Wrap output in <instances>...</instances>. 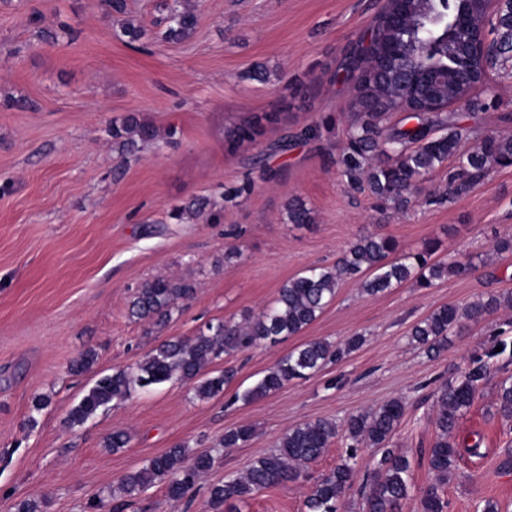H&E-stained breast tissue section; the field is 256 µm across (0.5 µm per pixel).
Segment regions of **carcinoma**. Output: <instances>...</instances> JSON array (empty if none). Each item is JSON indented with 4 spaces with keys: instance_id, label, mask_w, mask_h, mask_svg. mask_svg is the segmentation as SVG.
<instances>
[{
    "instance_id": "cac0c4a2",
    "label": "carcinoma",
    "mask_w": 512,
    "mask_h": 512,
    "mask_svg": "<svg viewBox=\"0 0 512 512\" xmlns=\"http://www.w3.org/2000/svg\"><path fill=\"white\" fill-rule=\"evenodd\" d=\"M106 13L121 21V33L131 44L146 35L145 27L129 16L126 0H102ZM477 0H412L408 19L397 29L386 23L387 13L379 15L374 24V48L381 54L393 52V45L403 47L407 54L419 51L417 59H408L420 71L445 69L450 58L462 56L463 40L452 21L460 13L475 10ZM168 10L167 26L160 33L167 43L191 39L196 31L195 7L184 0H170L158 5ZM498 39L490 42L473 64V73L481 76L488 64L512 52V0H501L497 8ZM409 91L392 77L361 82L354 86L352 106L356 120L341 146L338 164L350 184L368 190L376 198L391 204L394 212L404 211L412 195L419 191L425 178L454 157L458 165L448 172V185L438 194L441 201L454 202L481 182L494 166L512 167V137L489 134L471 151H460L469 131L442 111L426 108L411 116L415 125L395 127L385 124L388 113L408 101ZM277 120L274 112L246 115L227 130L231 147L252 143L265 125ZM439 127L448 129L444 136L435 135ZM112 141L122 153L136 155L144 146L154 145L172 137L173 130L161 132L154 124L130 113L109 127ZM291 224L313 223L312 210L294 198L288 202ZM435 247L427 245L416 253L402 254L398 242L388 236H364L353 242L340 262L332 267L315 266L285 282L273 303L242 323L219 321L208 324L194 336L166 341L130 368H118L98 377L82 398L68 412L70 426L84 425L99 411L131 396L138 388H146L172 380L192 384L195 396L201 400L224 394L234 381L233 367L204 372L206 365L223 358L224 353L242 351L261 343L275 344L296 336L310 326L335 299L340 283L351 276L362 275L361 292L376 296L407 282L419 288H429L433 282L468 271L471 262L436 261ZM192 285L164 276L145 281L134 293L129 315L157 328L171 317L179 301L192 297ZM500 304L496 298L476 302L465 308L444 305L434 310L411 330V338L422 345L427 355L437 357L448 348V336L462 320H477ZM363 338L352 336L343 343L311 340L281 358L250 388L238 395L245 402L280 391L288 382L304 378L325 365L342 359L357 349ZM97 360L93 349L84 351L71 370L89 371ZM493 366L481 357L467 364L455 380L435 392L436 438L425 451L433 482L421 490V512H445L448 502L443 487L456 470L462 456L461 448L451 441L452 433L464 411L474 402L481 387L492 375ZM498 410L512 418V378L497 384ZM405 402L393 398L375 410L349 417L344 425L328 419L297 425L288 430L274 450L256 460L240 476H230L209 489L208 508L222 512L235 508L263 489L295 482L302 477L301 466L318 460L339 434V428L349 443L344 456L328 473L315 483L306 506L308 512H344V497L353 483L358 451L372 448L368 462L370 482L364 494L362 512H400L410 496L411 463L396 448L389 447L405 414ZM253 426L240 424L224 432L223 448H235L249 441ZM212 453L189 455L183 445H176L154 456L138 470L124 475L118 484L119 495L132 499L148 486L160 481L169 498L181 500L197 485L203 475L215 465ZM50 501L45 496L32 497L14 504L15 512H48Z\"/></svg>"
}]
</instances>
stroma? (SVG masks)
<instances>
[{
    "label": "stroma",
    "mask_w": 512,
    "mask_h": 512,
    "mask_svg": "<svg viewBox=\"0 0 512 512\" xmlns=\"http://www.w3.org/2000/svg\"><path fill=\"white\" fill-rule=\"evenodd\" d=\"M160 0H127L150 33L143 47L119 38L120 23L101 0H10L0 4V512L44 495L51 512H83L93 497L110 498L119 479L167 448L212 450L225 429L250 423L254 437L224 449L185 499L157 483L125 512H207L208 489L246 472L290 428L319 419L342 421L399 398L406 412L393 443L412 461V492L402 512H419L421 488L432 479L421 452L435 439L433 393L454 380L502 333L512 346V307L480 321H462L448 349L432 358L412 342V327L443 305L465 307L512 296V252H497L512 235V168H495L453 204L413 196L407 210H385L350 189L336 155L354 121L352 82L343 65L385 0H196L194 36L153 41L164 17ZM40 22H29L32 11ZM67 25L47 44L38 28ZM266 81L252 78L256 65ZM481 108L451 106L471 150L481 137L512 136V60L498 61L470 92ZM26 100L4 107L5 98ZM140 114L174 127L162 148L122 159L108 132L112 120ZM274 112L248 146L228 150L227 120ZM317 123L321 135L302 137ZM223 202L216 221L184 213L194 198ZM315 214L289 223V198ZM379 234L402 251L434 243L435 259L473 261L466 274L433 287L405 283L377 296L345 279L335 300L300 335L261 344L217 361L238 374L223 396L198 399L191 384L169 381L136 390L83 426L66 418L96 374L136 365L161 342L195 335L207 323L241 321L271 303L281 285L311 266H333L351 242ZM158 275L192 281L196 292L162 328L130 319L136 288ZM363 344L316 374L250 403L235 394L251 386L293 347L314 339ZM99 353L93 371L72 374L85 350ZM495 380L476 397L454 433L463 454L444 489L448 512H475L489 502L512 512V422L495 410L497 380L512 376V356L494 360ZM40 394L50 404L32 414ZM36 417L28 426V417ZM130 441L112 451L113 430ZM345 450L334 439L310 465L307 479L260 491L240 512H307L314 479Z\"/></svg>",
    "instance_id": "obj_1"
}]
</instances>
